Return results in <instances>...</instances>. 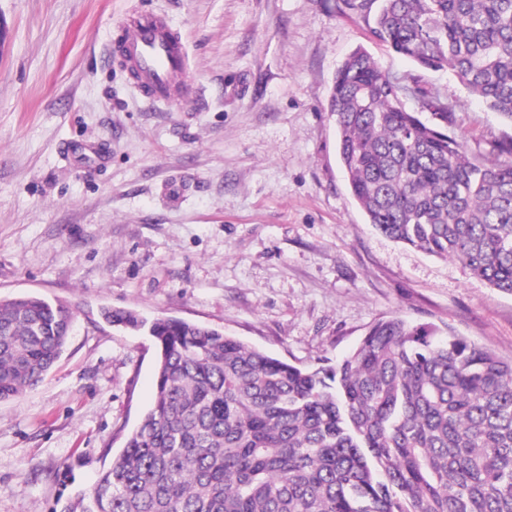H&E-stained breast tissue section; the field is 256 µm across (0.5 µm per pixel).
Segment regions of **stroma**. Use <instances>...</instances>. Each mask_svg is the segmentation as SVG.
Segmentation results:
<instances>
[{
  "mask_svg": "<svg viewBox=\"0 0 512 512\" xmlns=\"http://www.w3.org/2000/svg\"><path fill=\"white\" fill-rule=\"evenodd\" d=\"M183 36L197 100L156 108L110 46L132 10ZM0 298L74 312L45 380L0 402V512L90 493L155 393L150 337L105 306L224 330L318 367L399 315L512 359V294L367 224L337 154L333 77L364 47L416 73L335 0H0ZM427 88L474 160L512 124L451 71Z\"/></svg>",
  "mask_w": 512,
  "mask_h": 512,
  "instance_id": "stroma-1",
  "label": "stroma"
}]
</instances>
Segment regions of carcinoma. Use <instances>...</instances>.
Returning <instances> with one entry per match:
<instances>
[{
    "mask_svg": "<svg viewBox=\"0 0 512 512\" xmlns=\"http://www.w3.org/2000/svg\"><path fill=\"white\" fill-rule=\"evenodd\" d=\"M336 8L512 122V0ZM410 86L430 118L405 107ZM329 112L367 223L512 294L511 160L471 161L448 103L361 46ZM103 316L152 337L156 398L68 512H512V360L449 328L380 319L336 365L308 369L208 325ZM72 319L38 295L0 299V402L44 380Z\"/></svg>",
    "mask_w": 512,
    "mask_h": 512,
    "instance_id": "carcinoma-1",
    "label": "carcinoma"
}]
</instances>
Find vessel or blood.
<instances>
[{"mask_svg": "<svg viewBox=\"0 0 512 512\" xmlns=\"http://www.w3.org/2000/svg\"><path fill=\"white\" fill-rule=\"evenodd\" d=\"M117 53L128 59L136 73L135 86L149 101L167 105L194 97L197 87L182 37L154 13L130 15Z\"/></svg>", "mask_w": 512, "mask_h": 512, "instance_id": "b4317fda", "label": "vessel or blood"}]
</instances>
